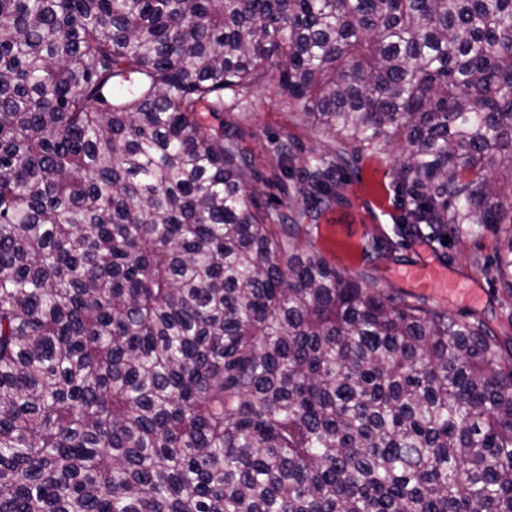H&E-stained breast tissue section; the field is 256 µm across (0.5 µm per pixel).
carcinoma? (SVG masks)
<instances>
[{"label": "carcinoma", "mask_w": 512, "mask_h": 512, "mask_svg": "<svg viewBox=\"0 0 512 512\" xmlns=\"http://www.w3.org/2000/svg\"><path fill=\"white\" fill-rule=\"evenodd\" d=\"M268 73L334 139L273 212ZM395 148L409 231L512 224V0H0V512H512V341L300 223ZM224 123L239 127L243 148L263 173L266 180L259 185L260 201H268L269 210L278 208L283 198L279 184L285 177L267 136L288 130L307 150L318 151L330 140L328 135L309 127L300 112L288 108L280 95L278 76L273 73L250 89L245 108L224 113Z\"/></svg>", "instance_id": "1"}]
</instances>
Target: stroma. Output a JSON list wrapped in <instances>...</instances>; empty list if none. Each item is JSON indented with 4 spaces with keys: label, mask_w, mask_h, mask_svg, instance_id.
<instances>
[{
    "label": "stroma",
    "mask_w": 512,
    "mask_h": 512,
    "mask_svg": "<svg viewBox=\"0 0 512 512\" xmlns=\"http://www.w3.org/2000/svg\"><path fill=\"white\" fill-rule=\"evenodd\" d=\"M224 121L239 127L241 143L254 165L263 173L260 199L277 208L282 198L283 178L269 135L288 131L306 149L323 150L328 135L309 127L299 112L284 103L277 75H267L250 89L245 108L225 113ZM398 152L363 154L353 165L342 168L339 200L323 211L313 226L310 241L327 261L339 269L357 271L364 267L362 245L366 239L386 244L387 251L375 264L378 288L399 292L412 300L448 311L456 316L477 315L500 337L512 338L504 290L496 280L491 260L501 239L511 227L477 229L451 237L447 244L433 242L423 235L399 230L403 211L399 205L396 171ZM433 258L443 265L449 277L460 281L450 290L438 282L414 285L404 280L399 268Z\"/></svg>",
    "instance_id": "35a3bbf8"
}]
</instances>
